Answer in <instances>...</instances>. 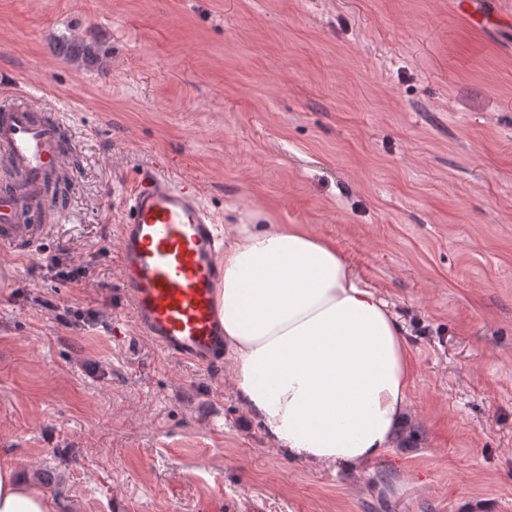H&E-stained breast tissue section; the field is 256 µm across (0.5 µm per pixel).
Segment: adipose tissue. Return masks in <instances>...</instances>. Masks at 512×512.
Listing matches in <instances>:
<instances>
[{"label":"adipose tissue","instance_id":"1","mask_svg":"<svg viewBox=\"0 0 512 512\" xmlns=\"http://www.w3.org/2000/svg\"><path fill=\"white\" fill-rule=\"evenodd\" d=\"M216 303L237 397L288 455L362 465L410 419L411 364L387 302L335 242L298 224H237ZM0 512H58L18 459L0 458Z\"/></svg>","mask_w":512,"mask_h":512}]
</instances>
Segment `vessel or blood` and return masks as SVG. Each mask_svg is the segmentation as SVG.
I'll list each match as a JSON object with an SVG mask.
<instances>
[{"instance_id":"b4317fda","label":"vessel or blood","mask_w":512,"mask_h":512,"mask_svg":"<svg viewBox=\"0 0 512 512\" xmlns=\"http://www.w3.org/2000/svg\"><path fill=\"white\" fill-rule=\"evenodd\" d=\"M479 25H512V14L487 0H471ZM71 145L57 124L26 106L0 113V157L13 173L0 190V246L34 242L51 228L49 211L40 224L23 223L19 197L37 206L44 184L61 173ZM222 236L198 186L147 170L125 199L118 251L122 283L145 337L162 353L196 370L216 365L224 351V326L215 300L223 269Z\"/></svg>"}]
</instances>
